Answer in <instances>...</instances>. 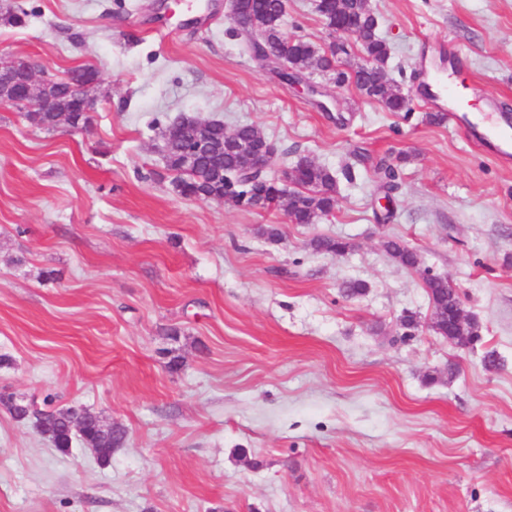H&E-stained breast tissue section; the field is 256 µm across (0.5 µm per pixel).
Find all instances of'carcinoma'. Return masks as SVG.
Wrapping results in <instances>:
<instances>
[{
  "instance_id": "cac0c4a2",
  "label": "carcinoma",
  "mask_w": 512,
  "mask_h": 512,
  "mask_svg": "<svg viewBox=\"0 0 512 512\" xmlns=\"http://www.w3.org/2000/svg\"><path fill=\"white\" fill-rule=\"evenodd\" d=\"M316 11L326 26L348 25L358 30L356 43L364 55L371 60L373 69L347 70L341 55L347 47L327 50L315 46L302 38H290L282 30L285 0H244L242 22L247 27L238 29L250 53L257 51V42H263L289 66L299 72L307 71L319 75L339 87L354 86L362 95L380 103L389 112L411 111L410 100L401 94L384 76V67L389 59L390 48L378 34V20L368 8L367 0H316ZM15 105L26 109L28 122L39 129L56 127L53 112H34L29 102L17 101ZM206 151L196 163L186 161V150L193 147L197 128L184 125L177 140L164 141V159L167 169L175 174L172 182L175 192L186 199L219 201L232 186L238 194H270L274 187L266 175L243 177L233 175L237 155L234 142L225 138L224 122L212 120L206 125ZM298 177L296 189L291 196L289 221L294 224H313L319 218L330 214L336 207L339 182L336 174L306 156L295 162ZM373 172L380 186L392 192L399 187L398 170L382 158L373 166ZM318 252L327 254L343 253L349 244L340 238L320 237L311 242ZM386 252L408 268L419 265L417 254L403 242L390 239L384 243ZM425 288L431 305V314L441 312L446 318L439 322L442 335L455 331L452 314L459 305L458 292L448 287V280L440 277L425 279ZM88 437L97 442L98 460L106 464L112 458V449L122 446L126 431L119 425L104 424L98 420L87 428ZM40 435L48 439L55 448L66 453L74 440V433L66 424V413L50 410L44 414Z\"/></svg>"
}]
</instances>
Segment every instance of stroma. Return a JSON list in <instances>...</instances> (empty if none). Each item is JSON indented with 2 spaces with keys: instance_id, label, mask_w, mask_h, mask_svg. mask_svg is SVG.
<instances>
[{
  "instance_id": "obj_1",
  "label": "stroma",
  "mask_w": 512,
  "mask_h": 512,
  "mask_svg": "<svg viewBox=\"0 0 512 512\" xmlns=\"http://www.w3.org/2000/svg\"><path fill=\"white\" fill-rule=\"evenodd\" d=\"M209 2L0 0V60L99 72L87 129L0 105V393L126 430L103 465L0 409V512H512V162L477 118L467 136L422 103L434 69L512 115V0H368L411 101L398 113L347 86L319 106ZM315 4L288 0L284 30L323 47ZM183 114L260 128L269 176L306 156L355 180L313 224L184 199L163 157ZM360 153L401 160L389 222ZM318 237L351 248L317 252ZM431 276L457 289L476 344L431 329ZM352 280L363 294L344 295ZM384 248L392 258L397 260L403 266L408 268L418 267L419 258L417 254L400 240H387L384 243Z\"/></svg>"
}]
</instances>
